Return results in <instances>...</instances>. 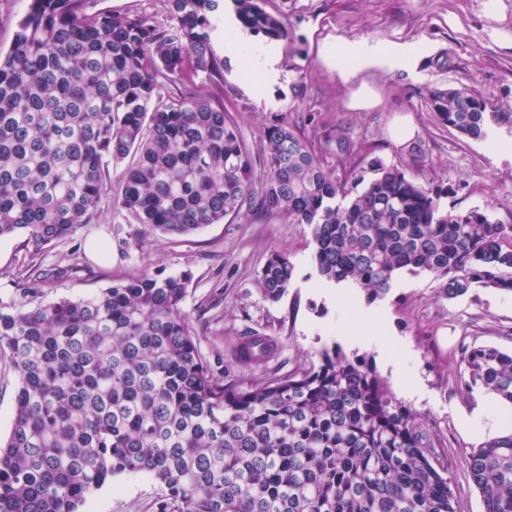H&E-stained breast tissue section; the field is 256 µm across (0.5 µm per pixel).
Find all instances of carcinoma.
Listing matches in <instances>:
<instances>
[{"label":"carcinoma","mask_w":512,"mask_h":512,"mask_svg":"<svg viewBox=\"0 0 512 512\" xmlns=\"http://www.w3.org/2000/svg\"><path fill=\"white\" fill-rule=\"evenodd\" d=\"M230 2L239 23L270 41L288 36L259 0H166L174 24L94 9V0H30L0 54V238L25 235L38 255L98 221L108 166L122 168L115 205L167 236L227 216L277 213L310 227L317 276L384 298L397 275H428L438 297L475 287L512 293V224L396 166L338 178L294 126L262 133L268 173L256 183L248 147L224 105L187 73L223 80L211 44ZM436 121L475 140L512 126L466 90L435 89ZM339 159L362 153L344 131ZM295 268L270 254L258 278L271 302ZM61 273L33 271L0 301V356L19 379L11 431L0 439V512H80L124 474L161 487L157 512H458L445 468L415 414L375 368L334 345L286 374L267 364L276 342L247 330L226 381L183 309L191 277L142 270L76 301L42 300ZM467 389L512 404V353L461 357ZM485 512H512V433L468 455Z\"/></svg>","instance_id":"cac0c4a2"}]
</instances>
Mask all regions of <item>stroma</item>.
Returning <instances> with one entry per match:
<instances>
[{
    "mask_svg": "<svg viewBox=\"0 0 512 512\" xmlns=\"http://www.w3.org/2000/svg\"><path fill=\"white\" fill-rule=\"evenodd\" d=\"M485 0H263V8L288 27V37L267 42L244 29L225 9L215 34V54L224 61V79L187 76V83L220 98L247 145L256 176L265 173L263 130L286 121L309 139L324 166L335 174H366L359 157L341 161L328 146L337 128L363 142L370 157L406 168L417 182L449 189L444 203L468 209L489 207L501 223L512 224V130L500 127L484 140L470 139L437 123L428 104L433 88H467L498 112H512V0H503L507 19L485 13ZM358 50L386 45L416 48L407 65L365 68L339 76L323 56L326 44ZM278 59L279 76L264 82L266 51ZM410 118L412 140L393 134L397 119ZM423 145V167L410 163L412 143ZM100 203L99 223L78 236L30 258L23 235L0 238V300L9 301L31 265L66 268L70 274L46 289L44 299L78 300L99 293L143 268L163 274L188 272L183 307L199 335L224 334V367L243 380L232 348L247 328L276 337L281 349L269 367L283 374L318 363L323 349L339 346L375 367L397 402L413 411L430 435L460 512H484L483 499L466 465L471 449L512 432V415L498 398L466 390L461 379L464 348L490 346L512 353V295L477 287L457 299L437 297L426 275L401 273L390 293L367 303L357 289L330 285L314 272V243L307 225L275 214L225 218L202 231L169 237L137 223L116 208L120 172L110 169ZM138 234L140 248L121 247ZM101 246L92 252L91 243ZM286 251L295 267L287 295L263 298L257 280L272 251ZM385 340L379 351L377 340ZM158 484L146 475H120L87 498L81 512H155Z\"/></svg>",
    "mask_w": 512,
    "mask_h": 512,
    "instance_id": "1",
    "label": "stroma"
}]
</instances>
